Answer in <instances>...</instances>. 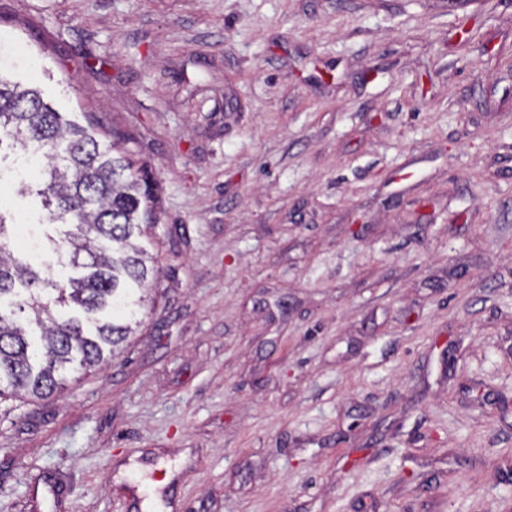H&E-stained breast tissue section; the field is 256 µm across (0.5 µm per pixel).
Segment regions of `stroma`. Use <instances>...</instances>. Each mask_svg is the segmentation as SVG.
I'll list each match as a JSON object with an SVG mask.
<instances>
[{
  "label": "stroma",
  "mask_w": 512,
  "mask_h": 512,
  "mask_svg": "<svg viewBox=\"0 0 512 512\" xmlns=\"http://www.w3.org/2000/svg\"><path fill=\"white\" fill-rule=\"evenodd\" d=\"M0 73L160 234L122 352L0 403V512H512V0H0Z\"/></svg>",
  "instance_id": "obj_1"
}]
</instances>
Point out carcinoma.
I'll list each match as a JSON object with an SVG mask.
<instances>
[{
  "instance_id": "1",
  "label": "carcinoma",
  "mask_w": 512,
  "mask_h": 512,
  "mask_svg": "<svg viewBox=\"0 0 512 512\" xmlns=\"http://www.w3.org/2000/svg\"><path fill=\"white\" fill-rule=\"evenodd\" d=\"M22 158L45 162L36 194L52 215L49 248L78 275L14 257L12 221L0 206V401L46 398L65 374L113 357L132 332L156 274L150 252L157 216L145 178L133 170L119 137L105 148L99 130L63 119L41 92L0 73V131Z\"/></svg>"
}]
</instances>
